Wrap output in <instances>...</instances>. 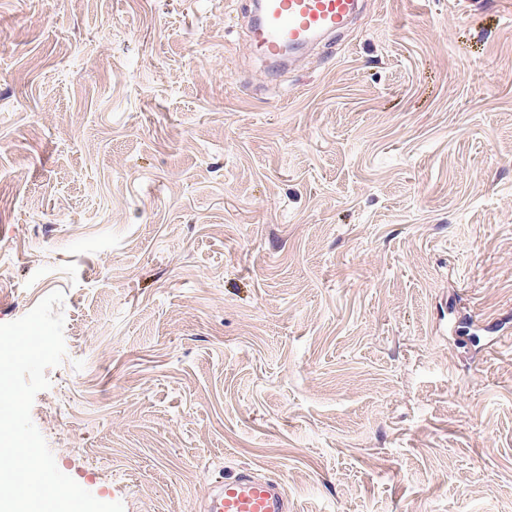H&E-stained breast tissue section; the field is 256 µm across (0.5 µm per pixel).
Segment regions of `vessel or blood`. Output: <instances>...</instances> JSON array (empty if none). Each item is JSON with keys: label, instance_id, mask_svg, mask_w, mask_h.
Segmentation results:
<instances>
[{"label": "vessel or blood", "instance_id": "vessel-or-blood-1", "mask_svg": "<svg viewBox=\"0 0 512 512\" xmlns=\"http://www.w3.org/2000/svg\"><path fill=\"white\" fill-rule=\"evenodd\" d=\"M361 0H250V41L271 67L317 43L333 48L335 38L359 13ZM284 483L242 470L217 482L207 512H291Z\"/></svg>", "mask_w": 512, "mask_h": 512}]
</instances>
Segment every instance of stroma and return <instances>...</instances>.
Instances as JSON below:
<instances>
[{
    "label": "stroma",
    "mask_w": 512,
    "mask_h": 512,
    "mask_svg": "<svg viewBox=\"0 0 512 512\" xmlns=\"http://www.w3.org/2000/svg\"><path fill=\"white\" fill-rule=\"evenodd\" d=\"M244 0H0V324L123 512H512V0H364L262 79ZM291 500L281 480L260 478L244 469L215 484L205 512H290Z\"/></svg>",
    "instance_id": "1"
}]
</instances>
